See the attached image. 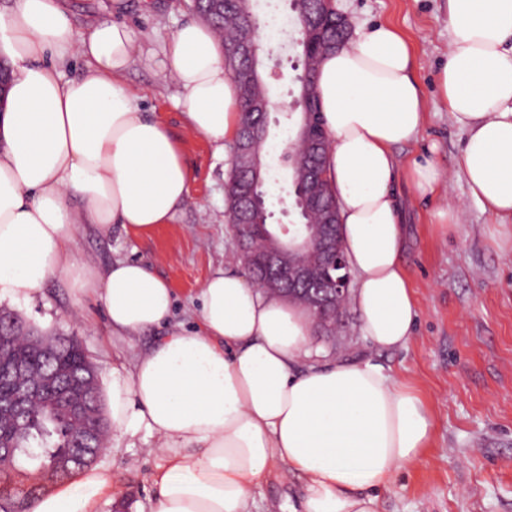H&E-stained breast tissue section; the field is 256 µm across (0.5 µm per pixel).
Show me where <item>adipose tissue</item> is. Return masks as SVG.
<instances>
[{
    "instance_id": "ef3b65f1",
    "label": "adipose tissue",
    "mask_w": 512,
    "mask_h": 512,
    "mask_svg": "<svg viewBox=\"0 0 512 512\" xmlns=\"http://www.w3.org/2000/svg\"><path fill=\"white\" fill-rule=\"evenodd\" d=\"M450 50L439 95L465 133L458 167L472 198L512 219V0H448ZM135 34L99 21L78 34L64 0H15L0 12V55L12 69L0 113V301L63 279L97 298L111 336H165L112 370L108 407L119 436L147 433L162 463L150 512H247L274 463L302 476L301 512H379L380 490L414 462L433 430L419 393L366 359L317 360L313 315L219 268L200 290L198 323L173 330L174 293L150 266L96 269L74 252L79 225L141 235L171 223L190 171L166 126L122 81ZM165 69L191 129L216 150L236 139L239 87L210 26L187 22ZM84 61L68 79L72 59ZM408 40L390 23L360 27L327 54L316 91L328 136L327 181L357 286L359 331L380 351L411 340L413 289L403 261L397 183L421 196L442 180L429 159L400 171L396 147L416 140L426 112ZM112 472L59 484L33 512H100Z\"/></svg>"
}]
</instances>
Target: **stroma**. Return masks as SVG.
I'll return each mask as SVG.
<instances>
[{"instance_id": "1", "label": "stroma", "mask_w": 512, "mask_h": 512, "mask_svg": "<svg viewBox=\"0 0 512 512\" xmlns=\"http://www.w3.org/2000/svg\"><path fill=\"white\" fill-rule=\"evenodd\" d=\"M263 32L258 68L277 106L271 114L263 161L264 190L272 227L296 223L284 198L290 171L279 162L295 137L297 97L293 65L295 22L288 0H251ZM351 27L391 23L406 36L413 54L412 76L425 100L426 120L416 141L396 150L400 164L432 156L444 173L438 197L415 194L399 182L404 215V262L414 289L415 334L407 346L379 351L360 336L353 306L343 310V329L328 340L315 328L321 359H371L398 381L414 387L431 409L435 425L427 448L379 493V512H512V223L500 225L471 197L457 162L465 135L438 96L437 77L448 60V0H334ZM78 32L92 20L129 26L139 53L124 75L142 111L166 125L192 175L190 195L173 223L140 236L120 226L102 235L89 226L77 234L79 258L95 267L117 259L148 263L176 296L174 320L192 329L200 308V288L216 267L238 253L227 220L225 183L229 159L186 123L179 89L167 76L163 50L182 24L194 20L191 0H69ZM462 207L459 224L433 223L440 205ZM40 333L76 335L108 390L114 366L131 357L109 336L100 303L76 295L57 280L29 299L5 301ZM154 441L126 437L97 460L112 471V497L101 512H142L157 494ZM304 482L281 479L278 469L255 488L248 512H286L298 503Z\"/></svg>"}]
</instances>
